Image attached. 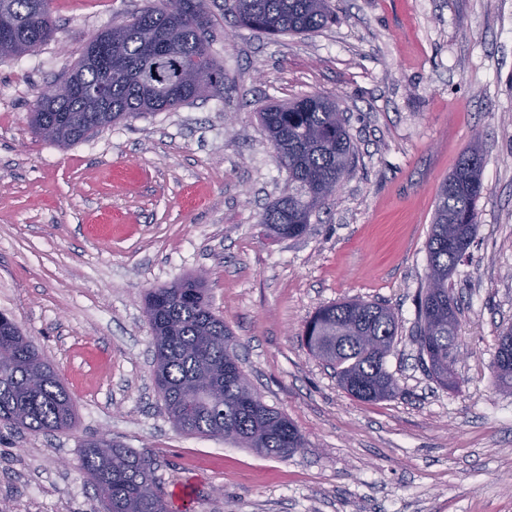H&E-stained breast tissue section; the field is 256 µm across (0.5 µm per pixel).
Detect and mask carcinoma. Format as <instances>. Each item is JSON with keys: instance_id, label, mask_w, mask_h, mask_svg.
I'll return each mask as SVG.
<instances>
[{"instance_id": "cac0c4a2", "label": "carcinoma", "mask_w": 512, "mask_h": 512, "mask_svg": "<svg viewBox=\"0 0 512 512\" xmlns=\"http://www.w3.org/2000/svg\"><path fill=\"white\" fill-rule=\"evenodd\" d=\"M184 12L165 0L94 36L65 78L75 84L66 98L44 92L31 123L58 145H69L130 117L175 110L206 92L224 88L206 35L213 27L205 0H184ZM49 0H0V14L16 21L0 57L33 52L55 30ZM239 24L279 36L303 34L331 19L330 0H232ZM112 44V63L97 55ZM288 191L264 212L266 235L298 238L312 213L349 175L355 146L336 100L307 95L271 103L258 113ZM484 157L473 144L440 185L426 243L428 273L417 304L415 342L428 371L443 387L455 384L452 353L458 345V298L449 281L478 230L477 202L484 191ZM155 356V384L162 410L184 434L223 439L265 456L286 458L304 439L286 415L268 406L243 371L226 362L237 354L230 332L216 315L206 278L188 276L145 295ZM398 319L388 308L344 301L318 309L305 322L301 341L309 350L329 345L328 361L340 387L362 402L393 396L397 383L387 368ZM494 385L512 391V326L502 328L491 363ZM0 422L21 433L71 431V395L39 346L9 317H0ZM79 467L104 512H171L148 453L109 440H85Z\"/></svg>"}]
</instances>
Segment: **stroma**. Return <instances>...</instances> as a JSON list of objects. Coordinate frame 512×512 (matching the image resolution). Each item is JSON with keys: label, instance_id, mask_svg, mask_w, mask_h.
<instances>
[{"label": "stroma", "instance_id": "stroma-1", "mask_svg": "<svg viewBox=\"0 0 512 512\" xmlns=\"http://www.w3.org/2000/svg\"><path fill=\"white\" fill-rule=\"evenodd\" d=\"M152 0H50L56 29L0 60V313L38 343L77 414L69 432L0 425V512H102L77 468L83 439L152 452L192 512H512V392L493 383L512 324V0H332L335 20L270 37L207 0L224 90L69 146L30 125L38 95L92 34ZM333 96L353 173L307 234L269 242L260 221L288 189L257 113ZM480 140L486 190L458 265L456 385L413 341L438 189ZM205 273L213 308L263 401L304 438L285 458L175 430L153 381L144 296ZM348 299L395 311L396 396H349L299 334Z\"/></svg>", "mask_w": 512, "mask_h": 512}]
</instances>
